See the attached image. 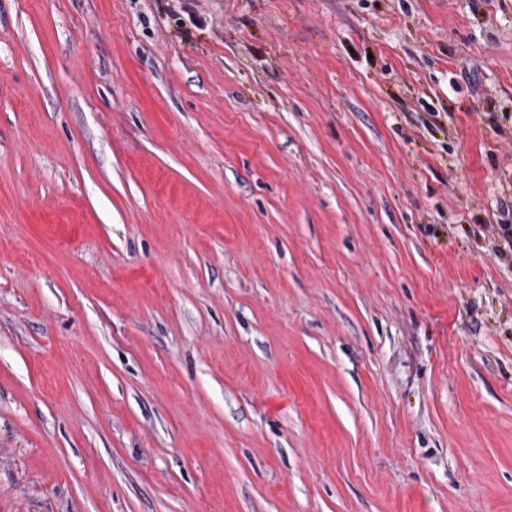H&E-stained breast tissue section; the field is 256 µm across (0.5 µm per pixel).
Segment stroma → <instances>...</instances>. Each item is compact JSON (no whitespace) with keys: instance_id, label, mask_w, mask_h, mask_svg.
<instances>
[{"instance_id":"stroma-1","label":"stroma","mask_w":512,"mask_h":512,"mask_svg":"<svg viewBox=\"0 0 512 512\" xmlns=\"http://www.w3.org/2000/svg\"><path fill=\"white\" fill-rule=\"evenodd\" d=\"M512 0H0V512H512Z\"/></svg>"}]
</instances>
